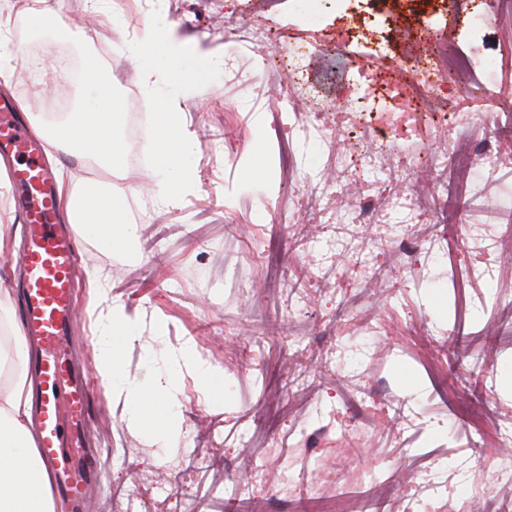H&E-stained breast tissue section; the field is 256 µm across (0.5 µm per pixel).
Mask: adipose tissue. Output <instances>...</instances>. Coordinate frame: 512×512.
Segmentation results:
<instances>
[{
	"mask_svg": "<svg viewBox=\"0 0 512 512\" xmlns=\"http://www.w3.org/2000/svg\"><path fill=\"white\" fill-rule=\"evenodd\" d=\"M45 2V7L29 14V29H53L74 41H84V32L67 24V0ZM188 45L174 22L160 13H151L143 23L133 54L139 83L152 88L170 74L181 84L196 82L200 77L198 66L184 62ZM83 64L91 68L93 76L79 111L58 122L34 123L33 128L57 155L80 157L110 179L125 178L128 161L121 135L125 125L123 103L114 94L111 74L102 72L93 56H85ZM182 112L180 101L170 98L151 115L155 154L145 178L159 187L167 206L176 204L196 187L195 174L187 162L193 138ZM59 192L64 217L77 225L82 239L107 253L132 248L135 228L125 220L127 190L103 191L93 183L78 189L63 181ZM89 280L106 301L100 310L102 322L94 351L97 377L112 395L125 400L133 427L164 438L174 436L179 415L176 391L183 369L193 370L207 385L218 378V369L189 345L169 364L162 382L148 387L131 377L125 370L124 353L140 341L139 325L121 304L108 302V291L101 288L98 275H90ZM26 355L25 338L13 322L7 296L0 293V512H55L50 475L38 454L25 409Z\"/></svg>",
	"mask_w": 512,
	"mask_h": 512,
	"instance_id": "1",
	"label": "adipose tissue"
}]
</instances>
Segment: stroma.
Masks as SVG:
<instances>
[{
	"mask_svg": "<svg viewBox=\"0 0 512 512\" xmlns=\"http://www.w3.org/2000/svg\"><path fill=\"white\" fill-rule=\"evenodd\" d=\"M485 0H112L109 15L86 0H70L68 22L87 29L88 42L36 36L22 26L25 12L43 0H0V47L20 51L12 80L26 101L22 118L50 122L76 111L84 84L42 67L45 54L79 65L96 56L103 71L132 69L130 51L139 22L166 13L195 41L211 65L195 84L174 82L147 91L137 80L118 84L129 112L149 115L150 99L179 97L194 135L190 162L200 190L177 207L163 206L154 187H141L151 160L148 138L128 140L125 181L137 185L127 218L137 227L132 251L108 254L79 244L75 268L79 308L73 348L90 384L88 446L102 461L90 491L92 512H168L152 489L167 474L191 489L183 512H303L294 484L331 498H371L378 473L386 512H402L411 473L439 464L448 493L439 512H512V488L493 480L495 428L512 422V138L490 140L479 117L484 87L512 89V14L479 26ZM278 33V43H238L225 27L252 25ZM469 48L480 66L469 94L432 78L428 95L441 113L424 117L418 141L382 125L379 140L409 154L448 146L499 156L495 174L473 163L469 174L449 171L438 191L448 212L441 231L445 251L429 255L424 224L368 222L360 214L368 188L396 192L392 170L359 173L361 187L328 193L322 223L298 202L308 178L335 184L336 156L372 149L351 127L349 73L359 65L383 72L418 69L423 48ZM325 109L327 139L304 134L284 98ZM262 157L265 182L249 179ZM349 226L358 240L385 244L377 270L338 257L344 277L327 287L299 290L321 264L319 244ZM474 226L495 251L479 256ZM107 276L109 295L138 319L141 342L127 349L131 376L152 381L186 343L219 367L225 396L184 371L177 400V434L162 440L132 428L123 402L106 391L93 370L98 297L89 270ZM470 270L464 292L471 315L448 314L455 274ZM349 353L365 343L369 359L330 362L337 342ZM251 480L249 501L230 495Z\"/></svg>",
	"mask_w": 512,
	"mask_h": 512,
	"instance_id": "obj_1",
	"label": "stroma"
}]
</instances>
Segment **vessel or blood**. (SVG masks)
<instances>
[{"label":"vessel or blood","mask_w":512,"mask_h":512,"mask_svg":"<svg viewBox=\"0 0 512 512\" xmlns=\"http://www.w3.org/2000/svg\"><path fill=\"white\" fill-rule=\"evenodd\" d=\"M0 152L17 159L10 180L19 195L27 241L19 257L26 273L23 327L39 345L31 362L39 380L31 395L39 424V453L57 474V492L69 499L76 512H89L87 488L99 469L83 443L90 388L67 352L78 310L73 277L76 239L60 228L58 196L37 143L4 106H0Z\"/></svg>","instance_id":"obj_1"}]
</instances>
